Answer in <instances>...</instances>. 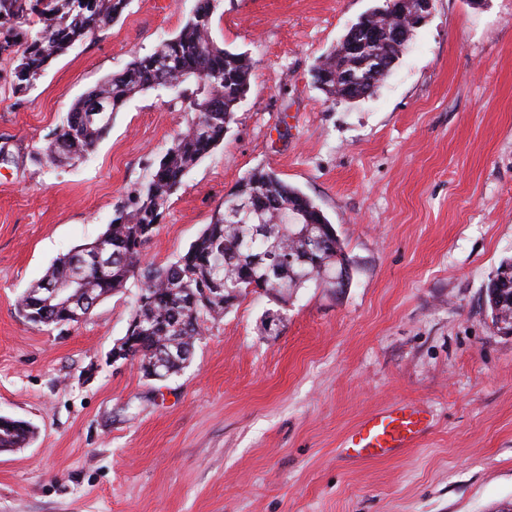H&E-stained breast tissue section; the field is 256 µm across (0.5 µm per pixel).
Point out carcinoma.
Returning a JSON list of instances; mask_svg holds the SVG:
<instances>
[{
    "label": "carcinoma",
    "mask_w": 512,
    "mask_h": 512,
    "mask_svg": "<svg viewBox=\"0 0 512 512\" xmlns=\"http://www.w3.org/2000/svg\"><path fill=\"white\" fill-rule=\"evenodd\" d=\"M129 3L0 0V60L11 64L12 93L29 92L53 60L120 18ZM218 7L219 0H199L179 33L160 39L150 53L134 58L122 72L75 101L47 145L34 152V161L51 165L87 157L110 131L112 115L147 89L170 91L191 112L187 128L161 154L149 179L114 210L104 231L116 256L107 278L100 279L91 270L86 273L85 287L96 303L130 281L137 284L130 360L141 365L175 345L193 353L203 326L221 320L250 288L287 301L312 284L335 285L343 264L350 262L333 224L314 201L264 168L241 180L175 261L159 267L143 261L144 245L157 232L183 177L224 139L252 74L250 56L213 40L212 17ZM413 8L412 0H379L362 14L318 66L327 76L323 92L351 101L372 96L397 66L415 31L409 20ZM390 16L406 17L404 39L383 35L372 44L356 45L358 29H384ZM235 199L247 202L248 209L229 207ZM307 251L316 262L288 263V257ZM90 252L84 244L60 255L21 296L39 315L40 325H71L60 312L40 305V290L69 281ZM507 282L512 283V259L502 262L485 289L492 322L512 327V306L498 293L499 284ZM200 288H220L221 298L208 307L189 306L187 298ZM32 437L33 431L23 423L0 415V448L27 444Z\"/></svg>",
    "instance_id": "1"
}]
</instances>
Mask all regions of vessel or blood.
<instances>
[{
    "label": "vessel or blood",
    "mask_w": 512,
    "mask_h": 512,
    "mask_svg": "<svg viewBox=\"0 0 512 512\" xmlns=\"http://www.w3.org/2000/svg\"><path fill=\"white\" fill-rule=\"evenodd\" d=\"M430 425V415L420 405L396 404L358 422L344 436L342 450L355 461L395 456L413 447Z\"/></svg>",
    "instance_id": "b4317fda"
}]
</instances>
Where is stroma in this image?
<instances>
[{"instance_id": "obj_1", "label": "stroma", "mask_w": 512, "mask_h": 512, "mask_svg": "<svg viewBox=\"0 0 512 512\" xmlns=\"http://www.w3.org/2000/svg\"><path fill=\"white\" fill-rule=\"evenodd\" d=\"M375 0H223L212 36L254 62L223 141L184 177L146 261H173L257 168L310 197L352 261L344 292L249 293L166 380L113 363L135 284L65 330L19 297L94 241L188 124L136 94L84 162L31 160L71 104L195 0H131L23 96L0 60V414L29 423L0 453V512H500L512 505V335L485 287L512 257V0H434L371 98H327L314 69ZM403 401L434 425L389 459L338 444Z\"/></svg>"}]
</instances>
